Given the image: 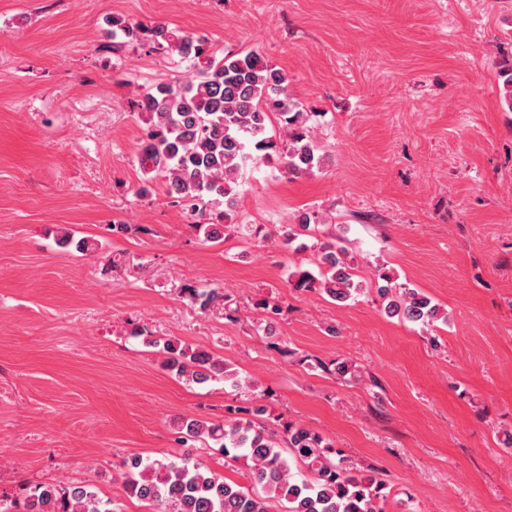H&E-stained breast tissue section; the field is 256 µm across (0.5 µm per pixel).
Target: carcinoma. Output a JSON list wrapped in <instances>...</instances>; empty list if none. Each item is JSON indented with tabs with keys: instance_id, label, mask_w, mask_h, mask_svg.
<instances>
[{
	"instance_id": "obj_1",
	"label": "carcinoma",
	"mask_w": 512,
	"mask_h": 512,
	"mask_svg": "<svg viewBox=\"0 0 512 512\" xmlns=\"http://www.w3.org/2000/svg\"><path fill=\"white\" fill-rule=\"evenodd\" d=\"M112 27L129 42L147 41L153 50L187 61L192 76L175 83L137 88V107L144 117V134L137 163L144 186L137 195L150 193L148 184L160 175L174 204L191 211V224L204 241L224 239L235 224L239 180L255 160L274 161L285 175L297 176L321 169L329 156L318 144L302 102L289 92L288 76L255 51L224 52L206 36L189 35L165 24L132 25L112 18ZM502 105L512 112V57L499 61ZM283 134H270L273 120ZM221 203L224 210L210 212ZM320 223L318 214L304 211L282 226L284 243L290 245ZM310 264L313 273L298 269L289 276L294 288L323 290L345 302L362 289L354 280L345 247L323 243ZM374 279L384 312L412 323L437 319L438 307L417 290L391 285L381 268ZM192 302L203 311L227 305L228 296L213 288L191 289ZM256 306L269 314L262 326L273 338V316L280 304L263 297ZM148 344L165 355L167 366L178 375L205 383L216 375L230 386H239L206 350L193 349L171 337ZM232 417L222 425L187 418L177 425L181 444L211 440L224 458L248 463L252 487L228 482L198 460L182 456L166 462L134 457L125 461L127 491L157 512H380L386 484L372 474H358L343 459H334L331 443L318 432L295 423L279 433L259 418L268 414L262 404L246 410L249 417ZM23 512H118L111 501H102L89 486L62 487L44 484L26 497Z\"/></svg>"
}]
</instances>
